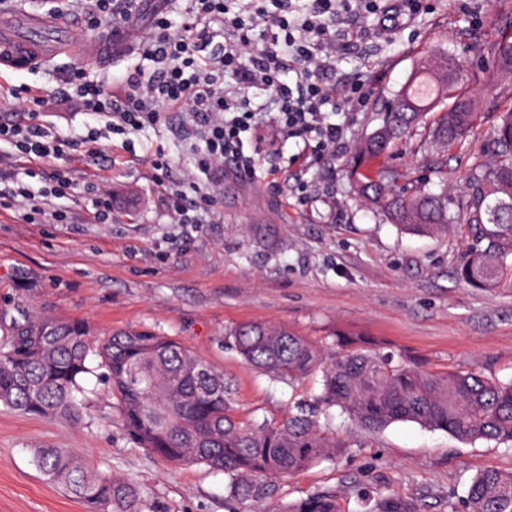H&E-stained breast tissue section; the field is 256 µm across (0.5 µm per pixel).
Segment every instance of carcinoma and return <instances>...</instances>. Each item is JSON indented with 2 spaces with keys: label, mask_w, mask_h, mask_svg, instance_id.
Returning a JSON list of instances; mask_svg holds the SVG:
<instances>
[{
  "label": "carcinoma",
  "mask_w": 512,
  "mask_h": 512,
  "mask_svg": "<svg viewBox=\"0 0 512 512\" xmlns=\"http://www.w3.org/2000/svg\"><path fill=\"white\" fill-rule=\"evenodd\" d=\"M487 58L494 70L512 77L511 39L494 44ZM456 81L455 58L439 50L420 56L378 126L383 144L366 137L345 173L354 194L406 232L446 235L460 219L472 243L458 278L474 288H494L512 275V103L503 106L489 142L468 168L464 194L455 201L445 189L426 192L409 174L380 164L394 142L426 124V115L449 98L454 102L436 119L433 138L445 152L463 140L482 112L478 97L456 93ZM228 336L237 355L256 370L290 382L320 374L319 403L339 408L368 430L413 422L464 443L512 444V382L477 372H431L338 330L327 343L283 325L247 321ZM94 360L105 369L106 392L138 447L174 465L224 473L235 499L260 501L265 481L293 476L341 452L314 410L300 407L278 422L240 419L224 372L174 338L131 329L98 339L83 321L36 310L10 318L0 334V405L79 424L87 415L83 381L94 373ZM34 463L48 482L92 512H155L131 478L103 472L67 448H38ZM357 498L362 512H422L387 491H359ZM260 512L342 510L336 495L316 493L268 504ZM448 512H512V472L474 476L462 507L450 497Z\"/></svg>",
  "instance_id": "cac0c4a2"
}]
</instances>
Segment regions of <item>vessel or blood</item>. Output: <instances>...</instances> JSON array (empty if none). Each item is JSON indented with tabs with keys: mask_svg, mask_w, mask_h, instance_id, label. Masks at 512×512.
Instances as JSON below:
<instances>
[{
	"mask_svg": "<svg viewBox=\"0 0 512 512\" xmlns=\"http://www.w3.org/2000/svg\"><path fill=\"white\" fill-rule=\"evenodd\" d=\"M70 29L69 20L47 18L19 5L10 17L0 20V59L19 57L29 68L45 62L68 44ZM132 41L129 35L117 41L92 39L81 50L83 60L91 66L106 67L124 55Z\"/></svg>",
	"mask_w": 512,
	"mask_h": 512,
	"instance_id": "obj_1",
	"label": "vessel or blood"
}]
</instances>
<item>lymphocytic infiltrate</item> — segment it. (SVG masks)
<instances>
[{
  "label": "lymphocytic infiltrate",
  "instance_id": "f902f5d3",
  "mask_svg": "<svg viewBox=\"0 0 512 512\" xmlns=\"http://www.w3.org/2000/svg\"><path fill=\"white\" fill-rule=\"evenodd\" d=\"M72 3L91 31L130 29L142 10V0ZM382 10V0H189L174 16L161 2L150 12L152 31L139 48L150 70L127 72L114 90L84 68L72 67L56 89L25 98L24 120L0 121V143L12 149L0 154V182L11 185L8 207L26 224L47 217L67 223L69 209L53 208L52 202L73 198L77 185L70 171H57L38 198L14 174V161L60 159L77 146L95 156L113 136L157 125L164 111L174 109L187 119L196 171L172 179L171 163L161 153L150 166L167 193L173 223H199L200 212L213 205L212 185L225 164L249 177L264 160L265 126L283 140L311 146L316 156L335 148L340 126L330 116L337 104L324 73L332 65L336 19ZM253 88L266 92L270 113L253 104ZM69 101L98 122L77 146L58 138L42 120L50 103Z\"/></svg>",
  "mask_w": 512,
  "mask_h": 512
}]
</instances>
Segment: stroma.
I'll return each instance as SVG.
<instances>
[{
    "label": "stroma",
    "mask_w": 512,
    "mask_h": 512,
    "mask_svg": "<svg viewBox=\"0 0 512 512\" xmlns=\"http://www.w3.org/2000/svg\"><path fill=\"white\" fill-rule=\"evenodd\" d=\"M337 28L326 75L343 106L336 121L344 147L336 155L318 160L294 141L278 143L253 177L225 168L204 223L175 224L149 161L161 151L174 178L194 170L182 113H165L157 126L131 137L113 136L100 158L71 164L79 183L111 190L108 223L93 219L85 193L72 206L73 224H23L0 208V312L38 308L84 320L98 336L149 328L177 337L223 370L246 420H282L321 391L318 377L291 384L242 363L226 334L250 320L282 324L316 341L338 329L431 371L512 380V279L491 289L460 282L466 230L401 232L354 197L345 176L347 160L380 124L384 101L419 56L439 47L463 65L457 90L485 92L482 117L448 152L415 137L396 144L390 162L425 171L430 190L444 185L449 195L460 194L472 147L496 120L498 91L512 95V78L466 68V53L512 34V0H425L410 17H349ZM72 63L62 54L33 70H0V117L14 118L20 108L13 90L56 87ZM361 80L369 99L359 107L347 98ZM47 122L75 143L95 124L73 102L52 106ZM84 386L90 408L76 425L0 406V512H86L83 502L39 473L32 462L38 448H69L99 469L131 477L157 512H253V501L230 498L223 473L173 465L136 447L104 395L102 372L87 376ZM328 428L346 453L269 482L270 501L327 491L346 512H359L354 489L367 485L415 501L424 512H448L449 498L463 499L477 473L512 471V447L494 441L464 443L410 422L373 433L337 408Z\"/></svg>",
    "instance_id": "1"
}]
</instances>
